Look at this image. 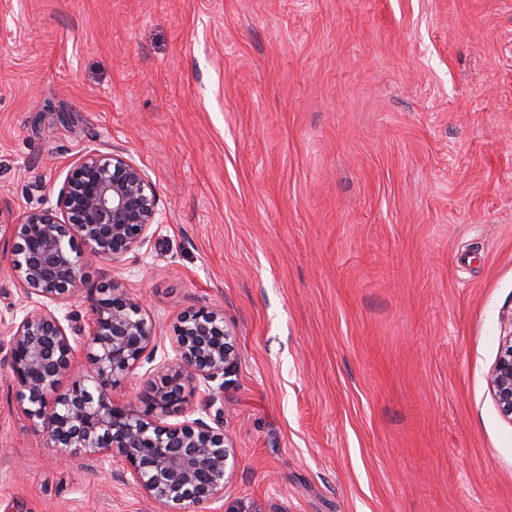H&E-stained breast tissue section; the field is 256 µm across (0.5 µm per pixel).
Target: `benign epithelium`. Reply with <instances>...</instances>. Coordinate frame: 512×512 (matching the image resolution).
Instances as JSON below:
<instances>
[{"mask_svg":"<svg viewBox=\"0 0 512 512\" xmlns=\"http://www.w3.org/2000/svg\"><path fill=\"white\" fill-rule=\"evenodd\" d=\"M157 215L156 189L145 171L121 155L93 150L69 169L55 206L4 226L12 238V270L26 295L41 300L11 323L5 362L25 417L42 428L61 460L109 459L163 512H194L224 499L236 450L220 409L209 422L167 418L183 412L188 388L205 387L214 405L210 383L235 373L238 351L224 310L200 306L184 313L174 358L157 365L161 378L150 383V395L117 403L112 390L156 358L157 336L143 299L108 288L85 327L63 326L51 309L82 283L88 265L117 261L144 245ZM505 322L511 331L502 336L489 391L512 423V314Z\"/></svg>","mask_w":512,"mask_h":512,"instance_id":"7a95c632","label":"benign epithelium"}]
</instances>
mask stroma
<instances>
[{"mask_svg":"<svg viewBox=\"0 0 512 512\" xmlns=\"http://www.w3.org/2000/svg\"><path fill=\"white\" fill-rule=\"evenodd\" d=\"M120 154L158 224L86 269L170 341L224 309L219 512H512V0H0V222ZM0 239V358L35 305ZM0 512H158L62 462L0 365ZM504 321L510 331L502 336L489 376V391L500 415L512 423V314Z\"/></svg>","mask_w":512,"mask_h":512,"instance_id":"1","label":"stroma"}]
</instances>
